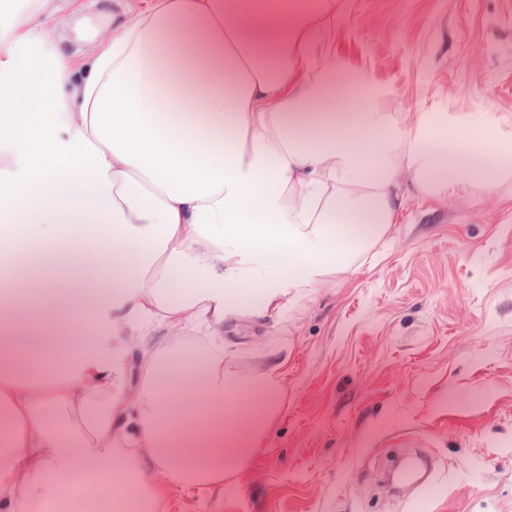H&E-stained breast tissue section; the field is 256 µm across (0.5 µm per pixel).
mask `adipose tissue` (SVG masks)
Masks as SVG:
<instances>
[{"label": "adipose tissue", "mask_w": 512, "mask_h": 512, "mask_svg": "<svg viewBox=\"0 0 512 512\" xmlns=\"http://www.w3.org/2000/svg\"><path fill=\"white\" fill-rule=\"evenodd\" d=\"M56 10L0 25V281L44 260L42 296L0 302V512L78 474L156 512L237 473L276 414L274 373L225 372V324L333 287L408 197L512 182V137L385 111L335 61V0H132L80 57Z\"/></svg>", "instance_id": "ef3b65f1"}]
</instances>
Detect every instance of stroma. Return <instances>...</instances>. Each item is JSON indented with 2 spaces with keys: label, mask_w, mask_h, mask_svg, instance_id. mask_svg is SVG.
<instances>
[{
  "label": "stroma",
  "mask_w": 512,
  "mask_h": 512,
  "mask_svg": "<svg viewBox=\"0 0 512 512\" xmlns=\"http://www.w3.org/2000/svg\"><path fill=\"white\" fill-rule=\"evenodd\" d=\"M336 58L474 135L512 121V0H336ZM116 0H63V45L112 27ZM224 367L271 371L279 409L222 487L173 489L159 512H408L395 458L433 462L423 512H512V184L409 199L391 239L331 288L224 327Z\"/></svg>",
  "instance_id": "1"
}]
</instances>
